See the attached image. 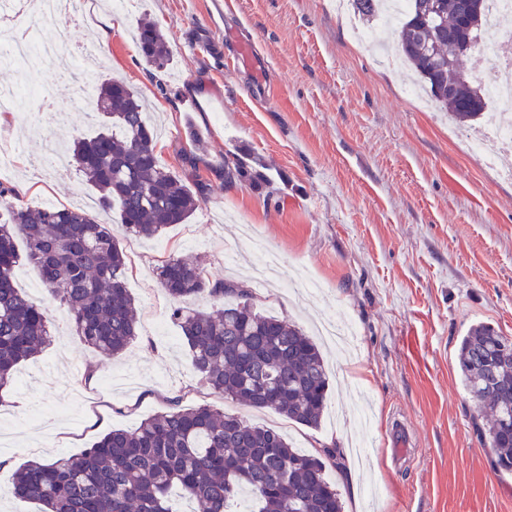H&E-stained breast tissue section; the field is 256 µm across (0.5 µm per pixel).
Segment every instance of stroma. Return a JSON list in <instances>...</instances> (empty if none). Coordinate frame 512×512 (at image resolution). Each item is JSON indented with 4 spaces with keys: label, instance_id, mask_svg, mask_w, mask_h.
I'll return each mask as SVG.
<instances>
[{
    "label": "stroma",
    "instance_id": "obj_1",
    "mask_svg": "<svg viewBox=\"0 0 512 512\" xmlns=\"http://www.w3.org/2000/svg\"><path fill=\"white\" fill-rule=\"evenodd\" d=\"M144 17L166 36L168 71L150 66L135 41ZM111 19L104 52L85 60L84 83L42 73L41 96L24 99L14 126L0 127V184L33 207L101 216L98 191L76 169L36 165L42 138L32 119L48 99L69 109L60 141L93 133L98 124L84 111L116 78L153 115L161 163L183 179L197 170L207 201L155 241L114 227L139 317L136 338L115 358L80 340L34 268L17 269V288L39 291L51 338L0 394V457L8 460L0 512H38L10 493L20 464L79 454L109 430L136 428L175 395L187 408L277 428L306 452L366 443L365 465L327 473L344 512H512V474L495 470L457 365L470 325L512 336V181L485 167L470 128L412 94L407 69L356 41L331 0H125L120 11L111 0H73L56 23L62 65ZM238 39L250 41L254 68L237 58ZM193 131L205 148L190 167ZM237 152L260 160L273 186L224 184V157ZM258 238L287 279H313L319 291L258 286L257 311L306 331L332 313L357 331L353 353L325 354L331 392L316 430L200 384L155 276L170 254L200 263L210 280L241 278L257 262ZM398 417L415 431L409 464L398 462L390 438Z\"/></svg>",
    "mask_w": 512,
    "mask_h": 512
}]
</instances>
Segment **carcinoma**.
I'll list each match as a JSON object with an SVG mask.
<instances>
[{
	"label": "carcinoma",
	"mask_w": 512,
	"mask_h": 512,
	"mask_svg": "<svg viewBox=\"0 0 512 512\" xmlns=\"http://www.w3.org/2000/svg\"><path fill=\"white\" fill-rule=\"evenodd\" d=\"M365 20L382 0H352ZM399 39L402 51L432 98L459 123L480 120L487 108L482 85L461 69L459 40L476 48L487 31V8L461 26L468 0H407ZM147 63L165 70L167 40L151 21L136 33ZM96 111L110 118L104 131L73 143L77 170L136 237L162 236L183 224L205 201L207 184L189 187L160 162L154 129L134 92L118 81L100 88ZM224 182H268L243 154L224 157ZM0 389L16 366L38 353L50 335L44 306L13 285L14 269H38L53 299L65 306L78 336L95 351L115 356L134 340L135 302L126 288L125 255L112 225L82 210L28 207L0 188ZM156 278L172 303L198 380L213 393L254 409H271L303 426L320 424L329 377L317 345L285 319L255 311L253 291L209 280L199 264L170 256ZM220 302L212 312L185 310L201 296ZM509 337L479 323L460 338V381L475 405L491 416L498 471L512 472V350ZM134 430L113 429L78 455L33 460L15 471L11 493L36 502L40 512H171L176 487L200 512H230L249 493L247 512H343L341 493L326 477L334 446L306 453L277 429L259 426L208 405L184 408L180 397Z\"/></svg>",
	"instance_id": "cac0c4a2"
}]
</instances>
